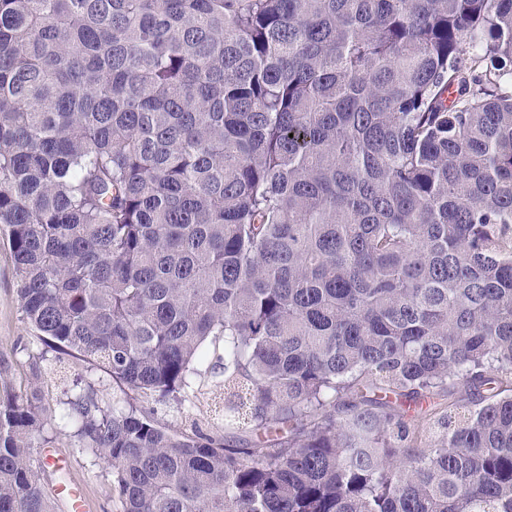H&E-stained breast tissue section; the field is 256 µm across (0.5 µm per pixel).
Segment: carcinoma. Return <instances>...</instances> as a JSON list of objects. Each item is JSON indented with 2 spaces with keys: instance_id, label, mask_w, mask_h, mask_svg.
Returning a JSON list of instances; mask_svg holds the SVG:
<instances>
[{
  "instance_id": "obj_1",
  "label": "carcinoma",
  "mask_w": 512,
  "mask_h": 512,
  "mask_svg": "<svg viewBox=\"0 0 512 512\" xmlns=\"http://www.w3.org/2000/svg\"><path fill=\"white\" fill-rule=\"evenodd\" d=\"M0 224L115 512H512V0H0ZM211 401L207 397H200L188 412L177 409L176 403L169 401L155 405L158 412L157 418L167 424L177 428H190L193 422L203 430H209L212 423V413H210ZM183 412V413H182Z\"/></svg>"
}]
</instances>
